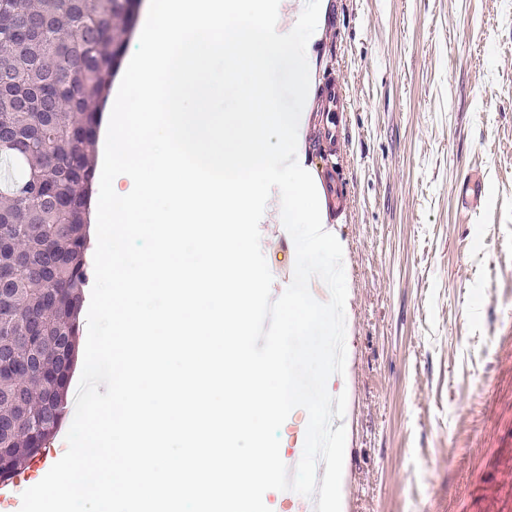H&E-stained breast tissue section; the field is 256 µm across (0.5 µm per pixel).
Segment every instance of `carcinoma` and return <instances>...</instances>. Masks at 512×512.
I'll use <instances>...</instances> for the list:
<instances>
[{
    "label": "carcinoma",
    "instance_id": "carcinoma-1",
    "mask_svg": "<svg viewBox=\"0 0 512 512\" xmlns=\"http://www.w3.org/2000/svg\"><path fill=\"white\" fill-rule=\"evenodd\" d=\"M140 0L0 3V482L61 428L90 280L99 117Z\"/></svg>",
    "mask_w": 512,
    "mask_h": 512
}]
</instances>
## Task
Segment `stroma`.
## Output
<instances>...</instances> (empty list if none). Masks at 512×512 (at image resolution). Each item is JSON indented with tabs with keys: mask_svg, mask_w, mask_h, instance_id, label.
<instances>
[{
	"mask_svg": "<svg viewBox=\"0 0 512 512\" xmlns=\"http://www.w3.org/2000/svg\"><path fill=\"white\" fill-rule=\"evenodd\" d=\"M308 157L326 78L347 96L332 225L347 282L341 512H512V0H321ZM483 173L473 213L465 178ZM278 224L265 259L283 293Z\"/></svg>",
	"mask_w": 512,
	"mask_h": 512,
	"instance_id": "1",
	"label": "stroma"
}]
</instances>
